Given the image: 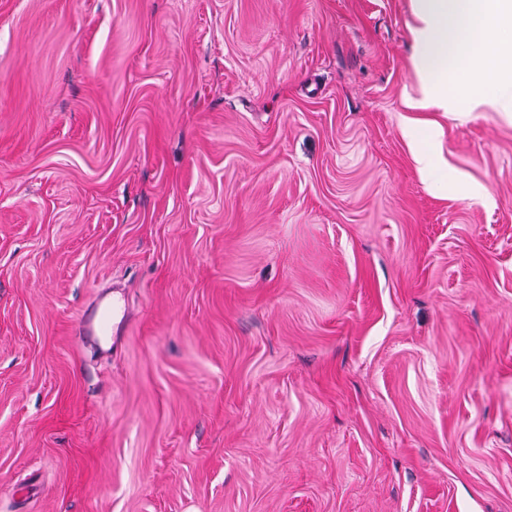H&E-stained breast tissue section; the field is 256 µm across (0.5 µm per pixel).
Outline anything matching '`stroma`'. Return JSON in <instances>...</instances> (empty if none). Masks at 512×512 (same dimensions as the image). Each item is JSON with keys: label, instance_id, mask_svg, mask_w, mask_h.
I'll list each match as a JSON object with an SVG mask.
<instances>
[{"label": "stroma", "instance_id": "stroma-1", "mask_svg": "<svg viewBox=\"0 0 512 512\" xmlns=\"http://www.w3.org/2000/svg\"><path fill=\"white\" fill-rule=\"evenodd\" d=\"M414 23L0 0V512H512V121ZM124 316L125 310L122 311L121 307L114 301L112 304H107L99 299L97 316L87 318L85 311H81L74 325L73 334L78 342L88 336H108L112 328V322L118 319L121 322Z\"/></svg>", "mask_w": 512, "mask_h": 512}]
</instances>
